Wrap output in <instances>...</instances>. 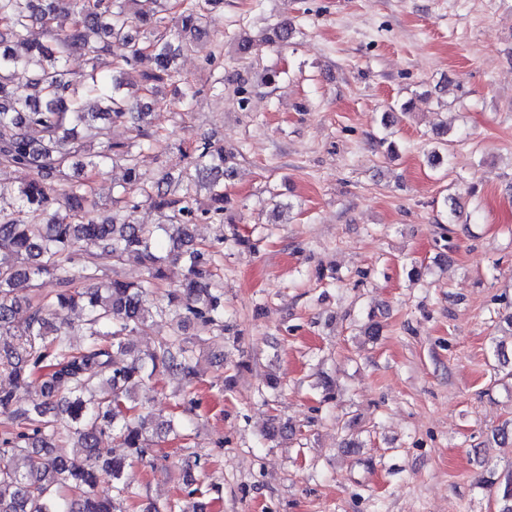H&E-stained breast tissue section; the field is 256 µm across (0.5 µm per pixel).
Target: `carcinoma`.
I'll list each match as a JSON object with an SVG mask.
<instances>
[{"label":"carcinoma","instance_id":"carcinoma-1","mask_svg":"<svg viewBox=\"0 0 512 512\" xmlns=\"http://www.w3.org/2000/svg\"><path fill=\"white\" fill-rule=\"evenodd\" d=\"M222 0H0V168L28 171L14 196L0 194V512H122L133 491L124 478L128 459L155 464L159 441L181 433L173 413L163 415L153 398L139 394L165 370L193 383L197 338L193 323L224 333V288L214 252L193 234L201 220L223 221L224 172L235 155L224 145L199 142L182 152L176 176L146 177L139 156L161 146L149 130L160 88L174 89L184 108L197 94L176 61L189 48L204 13ZM48 36L31 38L34 27ZM125 53L112 60V45ZM88 55L75 74L70 55ZM155 66L137 69L145 58ZM112 71L107 75L102 64ZM32 93L14 96L16 71ZM101 104L85 109V99ZM133 121L134 135L114 142L108 126ZM124 165L111 208L93 199L91 184L116 163ZM164 217L138 224L141 203ZM95 251L75 260L86 245ZM136 261L144 277L130 282L117 266ZM182 270L178 287L156 298L167 267ZM47 277L53 292L29 297ZM79 311V324L67 314ZM173 332L154 348L138 351L126 340L158 322ZM83 336L82 342L74 340ZM33 394L21 405L14 389ZM110 438L129 449L113 455ZM80 449L77 459L53 456L61 439Z\"/></svg>","mask_w":512,"mask_h":512}]
</instances>
